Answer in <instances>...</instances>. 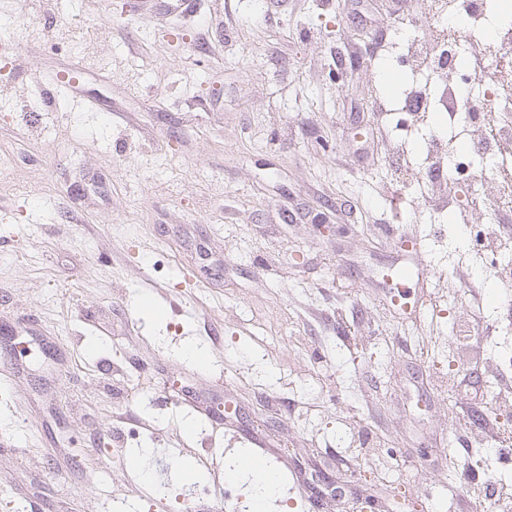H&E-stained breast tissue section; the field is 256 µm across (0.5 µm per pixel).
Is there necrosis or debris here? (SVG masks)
<instances>
[{"label":"necrosis or debris","mask_w":512,"mask_h":512,"mask_svg":"<svg viewBox=\"0 0 512 512\" xmlns=\"http://www.w3.org/2000/svg\"><path fill=\"white\" fill-rule=\"evenodd\" d=\"M468 10L463 16L464 30L449 27L445 10L438 0H430L429 9L437 20L434 34L424 42L408 38L402 49L411 62L413 73L433 76L442 85L444 94L440 101H433L425 85L410 84L406 99L417 103L419 120H429L432 112H445L456 116L458 100L462 93L480 85L487 87L483 106L469 113L463 125L469 141L485 144V167L480 180L485 196L495 205L512 208V125H491V113L501 111L504 78L512 76V21L498 26L494 40H486L482 33L488 15L498 9L497 0H466ZM474 47L473 69L463 65L459 52L461 42Z\"/></svg>","instance_id":"1"}]
</instances>
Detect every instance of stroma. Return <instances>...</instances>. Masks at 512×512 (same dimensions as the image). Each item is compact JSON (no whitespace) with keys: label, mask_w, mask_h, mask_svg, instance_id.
I'll use <instances>...</instances> for the list:
<instances>
[{"label":"stroma","mask_w":512,"mask_h":512,"mask_svg":"<svg viewBox=\"0 0 512 512\" xmlns=\"http://www.w3.org/2000/svg\"><path fill=\"white\" fill-rule=\"evenodd\" d=\"M392 12L0 0V512H182L191 488L232 512L206 487L241 494L226 472L257 453L267 512H474L512 486L486 403L512 309L474 237L512 219L447 117L397 130ZM59 72L80 88L45 107ZM438 127L470 174L397 181ZM408 259L410 315L383 280Z\"/></svg>","instance_id":"1"}]
</instances>
